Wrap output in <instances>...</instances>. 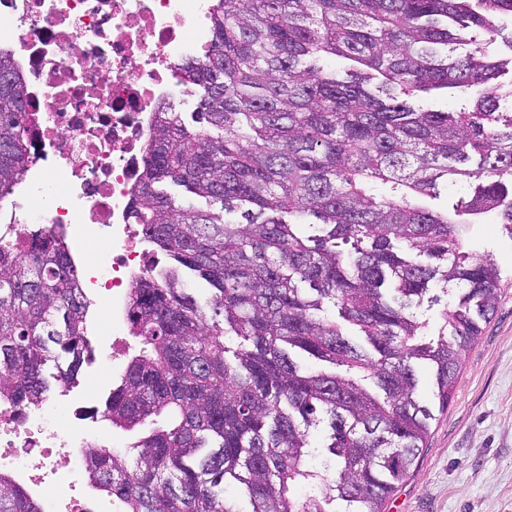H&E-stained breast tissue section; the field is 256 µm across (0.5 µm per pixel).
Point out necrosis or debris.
I'll list each match as a JSON object with an SVG mask.
<instances>
[{
	"label": "necrosis or debris",
	"mask_w": 512,
	"mask_h": 512,
	"mask_svg": "<svg viewBox=\"0 0 512 512\" xmlns=\"http://www.w3.org/2000/svg\"><path fill=\"white\" fill-rule=\"evenodd\" d=\"M211 0H0L30 103L29 186L0 223V243L50 231L91 239L72 252L82 286L102 301L127 300L157 270L154 250L129 217L153 114L176 93V65L203 58ZM86 416L61 402L24 410L0 402V461L46 496L59 473L81 471ZM38 458L30 466V458Z\"/></svg>",
	"instance_id": "4bbe7bcc"
}]
</instances>
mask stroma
Masks as SVG:
<instances>
[{"label":"stroma","mask_w":512,"mask_h":512,"mask_svg":"<svg viewBox=\"0 0 512 512\" xmlns=\"http://www.w3.org/2000/svg\"><path fill=\"white\" fill-rule=\"evenodd\" d=\"M465 248L495 261L500 298L478 340L463 351L448 407L432 420L415 470L385 512H512V235L495 217H478ZM89 339V360L65 398L100 405L123 374L135 340L124 325Z\"/></svg>","instance_id":"1"}]
</instances>
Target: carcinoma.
I'll return each instance as SVG.
<instances>
[{"label":"carcinoma","instance_id":"carcinoma-1","mask_svg":"<svg viewBox=\"0 0 512 512\" xmlns=\"http://www.w3.org/2000/svg\"><path fill=\"white\" fill-rule=\"evenodd\" d=\"M506 14L512 0H213L206 55L177 68L204 89L200 127L154 113L132 192L133 223L168 263L127 299L137 345L103 410L143 432L82 449L112 512H241L229 482L251 512H329L336 497L384 512L429 436L415 364L448 406L501 290L463 237L484 215L512 231L504 63L479 44L456 55L455 25L489 31ZM336 57L341 73L317 64ZM4 76L0 204L30 163L23 73L0 48ZM469 85L482 93L468 112L410 102ZM450 181L478 182L452 213L433 205ZM81 279L54 233L0 244V402L33 407L75 382L90 350ZM434 281L458 303L432 339L413 309ZM325 419L332 484L306 464ZM41 498L0 471V512H45Z\"/></svg>","mask_w":512,"mask_h":512}]
</instances>
